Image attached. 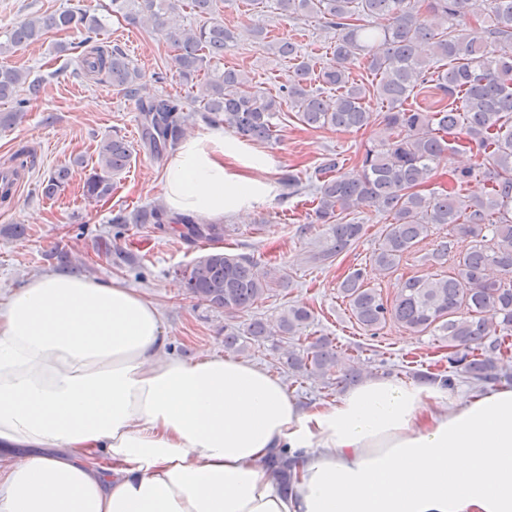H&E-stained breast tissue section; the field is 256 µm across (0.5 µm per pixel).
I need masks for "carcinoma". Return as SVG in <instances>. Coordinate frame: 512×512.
I'll use <instances>...</instances> for the list:
<instances>
[{"label":"carcinoma","instance_id":"obj_1","mask_svg":"<svg viewBox=\"0 0 512 512\" xmlns=\"http://www.w3.org/2000/svg\"><path fill=\"white\" fill-rule=\"evenodd\" d=\"M226 0H191L203 18L198 25L176 20L175 0H111L112 13L157 28L176 49L175 67L193 81L224 53L247 38L276 56L295 61L294 76L279 96L252 85L240 70L214 72L196 85L188 101L168 95L140 100L146 125L142 137L156 155L176 149L189 113L200 104L212 122L224 125L242 141H265L273 136L272 119L290 110L313 129H363L378 121L387 136L358 155L355 169L339 171L331 158L317 170L315 221L328 226L323 246L314 255L319 263L350 251L365 235L366 225L348 219L364 210L385 217L370 268H354L339 285L354 319L374 331L394 322L414 335L429 333L448 343V363L463 368L474 383L500 377L512 360V0H483L476 10L471 0H274L288 20L317 17L335 35L330 60L314 69L295 43L275 41L262 29L240 30L224 25ZM79 29L83 40V74L106 78L130 96L139 95L143 75L124 51L98 42L101 20L80 7L49 17H30L0 32V56L39 42L47 30ZM362 63L379 77L373 87L354 82L352 69ZM321 87H313V83ZM433 84L448 104L424 111L409 100ZM27 97H17L21 86ZM336 91L332 104L323 89ZM41 85L26 72L0 67V100L15 102V111L0 113V126L20 117ZM375 98L386 104L379 117L366 111ZM469 150L478 157L472 167L454 169L448 185L424 193L437 180L433 164L448 151ZM99 161L86 177L84 196L100 202L112 196L114 179L130 164L133 145L121 137L99 147ZM482 174L489 191L480 197L464 194L475 173ZM71 169L63 167L48 178L46 196L63 191ZM20 168L0 170V204L9 203ZM114 224H155L189 242H218L227 227L200 224L194 217L172 219L161 205L119 214ZM437 225L451 227L423 260L439 270L433 278L408 277L388 300L369 286L370 271L389 274L416 252ZM475 239L474 247L455 254L454 235ZM97 253L122 269L131 255L108 240ZM187 295L228 315L251 311L284 277L252 257L215 251L196 258L182 276ZM312 313L290 307L274 324L259 319L245 333L230 331L224 347L241 350L246 338L260 339L274 332L293 341L303 334ZM340 354L327 336L288 352V369L297 375L326 380V386L361 379L352 368L339 367ZM268 467L288 489V458L272 457Z\"/></svg>","mask_w":512,"mask_h":512}]
</instances>
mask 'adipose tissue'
<instances>
[{
    "label": "adipose tissue",
    "mask_w": 512,
    "mask_h": 512,
    "mask_svg": "<svg viewBox=\"0 0 512 512\" xmlns=\"http://www.w3.org/2000/svg\"><path fill=\"white\" fill-rule=\"evenodd\" d=\"M270 168L195 132L163 170L166 207L245 216ZM282 455L286 489L267 466ZM0 512H512V384L372 376L305 407L247 361L171 355L136 290L50 272L0 301Z\"/></svg>",
    "instance_id": "ef3b65f1"
}]
</instances>
